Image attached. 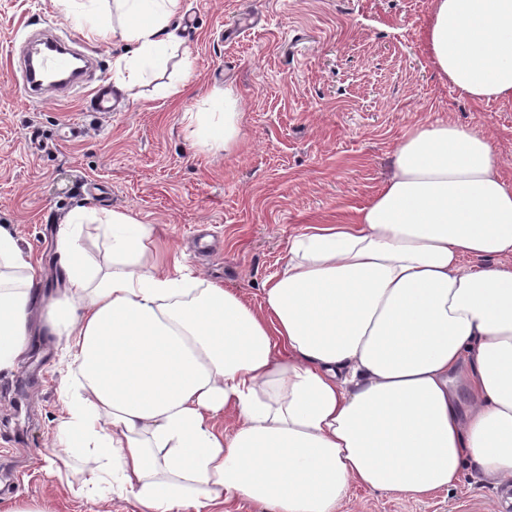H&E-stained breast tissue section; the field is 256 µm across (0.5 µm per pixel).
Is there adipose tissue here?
<instances>
[{
  "mask_svg": "<svg viewBox=\"0 0 512 512\" xmlns=\"http://www.w3.org/2000/svg\"><path fill=\"white\" fill-rule=\"evenodd\" d=\"M104 8L132 84L181 40L182 0H56ZM424 45L441 83L469 101H512V0H431ZM232 93L212 139L232 153ZM104 258L81 249L85 232ZM66 286L45 298L37 268L0 226V371L35 335L64 343L61 445L141 512H206L242 497L259 512H341L352 487L419 499L466 467L512 480V183L477 126L435 121L397 140L363 206L289 236L282 269L252 305L175 276L152 227L78 209L60 235ZM232 420L231 432L218 428Z\"/></svg>",
  "mask_w": 512,
  "mask_h": 512,
  "instance_id": "adipose-tissue-1",
  "label": "adipose tissue"
}]
</instances>
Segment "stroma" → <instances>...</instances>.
I'll return each mask as SVG.
<instances>
[{
    "mask_svg": "<svg viewBox=\"0 0 512 512\" xmlns=\"http://www.w3.org/2000/svg\"><path fill=\"white\" fill-rule=\"evenodd\" d=\"M429 9L430 0H182V52L124 88L112 71L123 45L90 42L53 0H0V225L39 259L43 279L57 269L72 210L123 211L153 225L166 262L256 304L289 235L366 204L408 127L481 126L512 177V102L477 106L440 83L424 49ZM44 27L99 60L115 112L91 111L77 88L23 96L22 40ZM183 78L191 94L168 96ZM228 91L243 114L230 155L209 130ZM37 342L0 374V512H139L84 496L79 469L42 470V456L62 452L67 367L62 341ZM343 512H512V485L470 468L417 500L353 489Z\"/></svg>",
    "mask_w": 512,
    "mask_h": 512,
    "instance_id": "35a3bbf8",
    "label": "stroma"
}]
</instances>
